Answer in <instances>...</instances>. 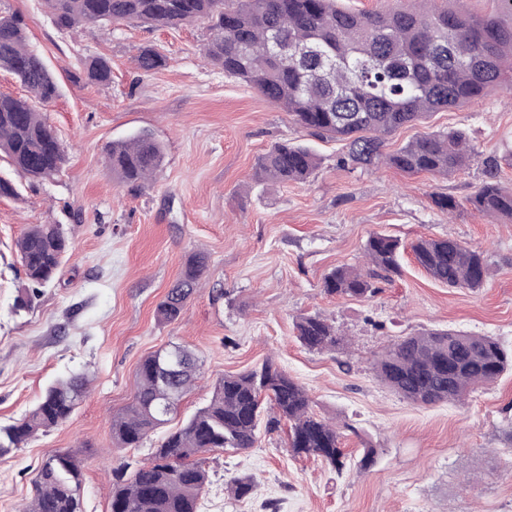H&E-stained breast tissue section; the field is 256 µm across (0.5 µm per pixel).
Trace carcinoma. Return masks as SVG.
<instances>
[{
    "mask_svg": "<svg viewBox=\"0 0 512 512\" xmlns=\"http://www.w3.org/2000/svg\"><path fill=\"white\" fill-rule=\"evenodd\" d=\"M420 0L417 10L354 12L336 0H44L55 27L73 32L86 26L139 21L156 26L208 22L202 47L205 61L256 89L283 107L298 125L348 141V160L361 166L387 165L403 173L447 176L475 159L460 130L429 133L393 153L385 136L420 122L441 109L476 100L487 91H512V22L437 9ZM136 69L154 72L167 58L153 46L134 56ZM88 78L112 81V65L102 56L85 60ZM0 69L13 74L30 96L0 94V154L31 181L57 175L65 149L37 108L58 95L43 58L28 45L26 27L15 14H0ZM164 148L153 135L138 133L105 148L112 175L123 184L144 187L162 163ZM317 166L302 144H274L258 162L255 181L302 183ZM482 213L512 222V189L485 182L470 198ZM70 248L59 224H38L17 241L29 288L48 284ZM403 246L373 233L364 245L367 269L338 267L323 280L328 295L370 298L401 272ZM417 264L450 288L476 291L488 275L483 254L453 239L421 238L412 245ZM206 270V255L188 259L182 276L155 310L160 322L177 320ZM297 339L310 351L334 350L343 341L336 326L319 314L296 323ZM186 366L161 381L159 353L138 369L131 403L112 417V445L137 448L166 423L157 407L180 400L197 380L191 351L177 346ZM512 368V353L491 336L459 330H429L391 343L374 361L377 378L409 402L430 406L461 402L476 388ZM88 380L73 375L49 385L19 421L0 426V455L18 449L38 431L67 422ZM275 427L291 423L289 448L340 471L345 454L338 428L319 418L305 388L267 360L261 366L226 375L210 400L168 433L151 460L130 478L112 485L111 512H199V495L208 474L198 455L214 449L255 447L262 417ZM81 467L70 453L53 455L39 471L35 494L25 512H82ZM252 479L231 480L230 492L248 497Z\"/></svg>",
    "mask_w": 512,
    "mask_h": 512,
    "instance_id": "1",
    "label": "carcinoma"
}]
</instances>
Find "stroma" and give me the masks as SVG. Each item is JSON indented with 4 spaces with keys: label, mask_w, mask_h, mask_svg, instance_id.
<instances>
[{
    "label": "stroma",
    "mask_w": 512,
    "mask_h": 512,
    "mask_svg": "<svg viewBox=\"0 0 512 512\" xmlns=\"http://www.w3.org/2000/svg\"><path fill=\"white\" fill-rule=\"evenodd\" d=\"M22 17L28 44L53 72L59 95L44 108L66 151L53 178L32 182L0 159L19 188L0 197V425L23 418L56 380L86 375L68 422L0 456V512H24L34 481L58 451L80 461L83 512H110L114 471L151 459L166 431L204 406L215 383L273 361L301 384L320 417L342 425V470L288 446L287 424L260 428L255 448L204 453L200 512H512V371L465 403L417 406L383 385L373 359L388 344L431 329L492 336L512 348V223L469 204L495 176L512 189V91L491 90L386 138L397 150L427 133L464 130L476 159L451 176L407 175L346 162L344 141L312 135L245 82L201 55L203 21L176 28L113 24L58 31L43 0H0ZM151 45L168 58L144 74L133 57ZM103 56L112 81L90 83L83 61ZM148 130L164 159L142 189L119 184L104 158L112 141ZM317 156L303 183L255 184L257 160L278 142ZM453 197L454 213L433 196ZM60 224L72 248L54 281L15 302L27 285L16 242L31 226ZM383 233L410 245L451 238L484 252L488 278L473 292L435 282L404 253L401 272L369 299L330 296L324 277L364 268V244ZM207 268L181 317L154 311L189 255ZM320 314L344 338L331 351L301 346L299 317ZM173 345L194 353L200 377L180 412L137 448H113L111 422L131 402L137 369ZM377 461L360 470L364 447ZM254 479L249 497L227 489ZM471 485H463V477Z\"/></svg>",
    "instance_id": "35a3bbf8"
}]
</instances>
